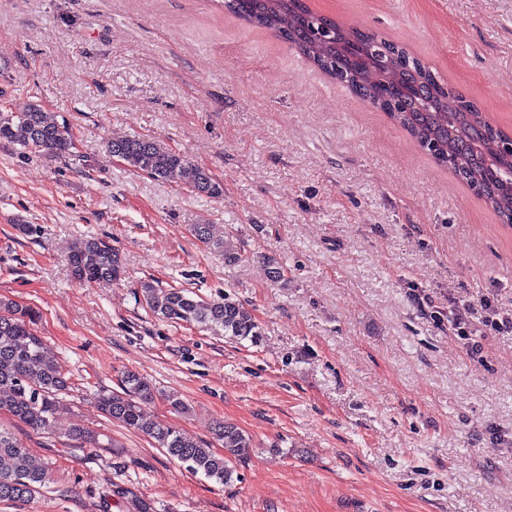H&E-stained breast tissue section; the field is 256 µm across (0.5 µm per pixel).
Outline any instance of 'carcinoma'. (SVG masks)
I'll list each match as a JSON object with an SVG mask.
<instances>
[{
	"instance_id": "obj_1",
	"label": "carcinoma",
	"mask_w": 512,
	"mask_h": 512,
	"mask_svg": "<svg viewBox=\"0 0 512 512\" xmlns=\"http://www.w3.org/2000/svg\"><path fill=\"white\" fill-rule=\"evenodd\" d=\"M224 9L271 32L359 99L386 113L438 165L476 191L501 223L512 225V191L499 179L512 171V152L505 148L507 134L419 58L374 31L315 12L307 0H224ZM386 85L404 90L419 87L423 96L416 105L408 94L389 101L381 94ZM0 140L50 157H62L72 146L68 129L36 104L22 112H0ZM108 150L155 180L179 182L210 198L224 195L223 185L208 171L150 138L114 140ZM189 230L201 243L223 252L226 262L238 261V252L216 235L214 225L191 224ZM68 265L83 284L116 280L124 272L120 253L98 238L76 242ZM140 291L147 308L171 322L196 323L216 335L254 343L261 336L251 311L227 298L204 300L190 291L160 288L151 282L142 283ZM34 321L32 310L0 297V412L50 434L64 407L61 394L69 381L35 333ZM120 388L99 395L98 406L105 417L147 436L188 471L221 485L234 482L236 463L251 448L240 428L223 420L214 423L212 433L222 448L219 453L147 416L146 406L159 395L149 381L127 371ZM49 480L48 467L0 426V502L29 500Z\"/></svg>"
}]
</instances>
